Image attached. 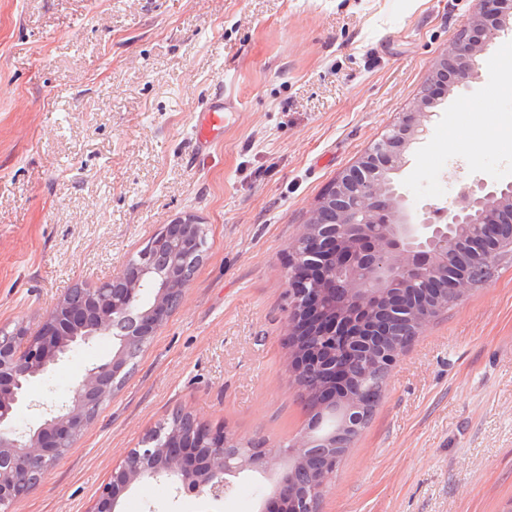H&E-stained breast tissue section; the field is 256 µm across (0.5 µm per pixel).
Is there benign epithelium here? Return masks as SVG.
<instances>
[{"label": "benign epithelium", "mask_w": 512, "mask_h": 512, "mask_svg": "<svg viewBox=\"0 0 512 512\" xmlns=\"http://www.w3.org/2000/svg\"><path fill=\"white\" fill-rule=\"evenodd\" d=\"M478 8L448 52L437 61L431 90L422 93L388 132L343 170L318 201L288 256L292 373L303 389L312 422L280 445L275 455L244 444L229 432L198 427L194 448H181L176 431L155 430L112 469L92 512H118L120 497L134 484L167 480L220 502L232 490L230 477L245 469L275 476L271 498L260 512H319L325 484L311 468L334 473L336 459L351 447L369 413L362 376L350 364L388 371L398 356L442 310L464 295L491 253L512 252V182L491 191L480 185L445 212L444 222H415L397 192L393 175L408 163L427 132L442 96L466 89L494 41L512 31V0H477ZM187 214L164 225L141 262L113 277L126 284L121 298L107 288L86 289L75 309L60 298L32 336L18 327L0 340V512L30 491L22 469L60 459L88 429L101 403L126 367V346L148 344L174 311L171 293L186 288L203 261ZM462 266L446 278L448 268ZM110 335L112 359L85 371L71 403L46 410L37 429L14 424L16 405L72 348ZM341 413L339 431L318 432L321 417ZM319 449L318 455L308 452Z\"/></svg>", "instance_id": "7a95c632"}]
</instances>
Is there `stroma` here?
Wrapping results in <instances>:
<instances>
[{
  "instance_id": "1",
  "label": "stroma",
  "mask_w": 512,
  "mask_h": 512,
  "mask_svg": "<svg viewBox=\"0 0 512 512\" xmlns=\"http://www.w3.org/2000/svg\"><path fill=\"white\" fill-rule=\"evenodd\" d=\"M474 0H0V331L36 332L154 232L194 214L205 259L89 428L11 512H90L112 469L172 414L274 450L308 422L288 359V255L336 176L424 89ZM512 57L492 45L395 181L420 221L512 180ZM234 107L200 150L199 112ZM105 336L18 405L70 401ZM213 505L165 481L119 512H258L271 474ZM321 512H512V257L391 367Z\"/></svg>"
}]
</instances>
